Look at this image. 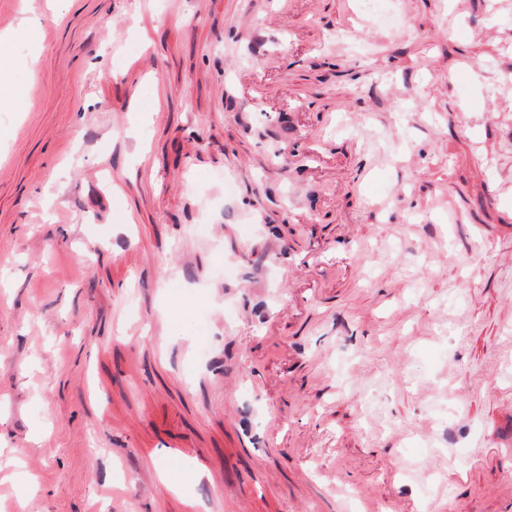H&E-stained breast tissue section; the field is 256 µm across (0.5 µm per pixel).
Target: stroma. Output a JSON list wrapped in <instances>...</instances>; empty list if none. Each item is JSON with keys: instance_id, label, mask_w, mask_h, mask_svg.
Segmentation results:
<instances>
[{"instance_id": "1", "label": "stroma", "mask_w": 512, "mask_h": 512, "mask_svg": "<svg viewBox=\"0 0 512 512\" xmlns=\"http://www.w3.org/2000/svg\"><path fill=\"white\" fill-rule=\"evenodd\" d=\"M4 32L0 512H512V0Z\"/></svg>"}]
</instances>
